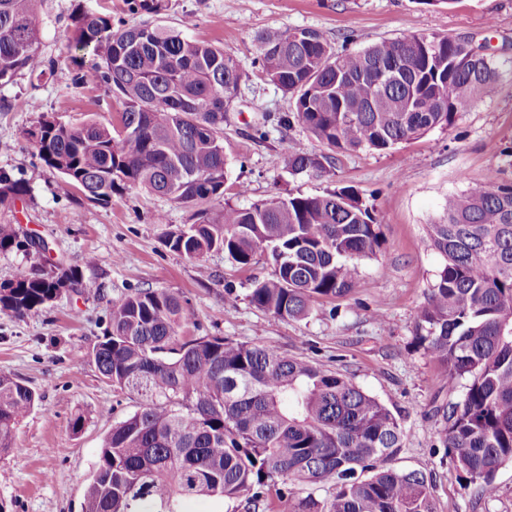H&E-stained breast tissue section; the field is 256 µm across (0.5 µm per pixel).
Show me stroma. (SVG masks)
<instances>
[{"label":"stroma","instance_id":"1","mask_svg":"<svg viewBox=\"0 0 512 512\" xmlns=\"http://www.w3.org/2000/svg\"><path fill=\"white\" fill-rule=\"evenodd\" d=\"M124 18L186 25L189 37L223 49L242 79L226 105L224 151L229 204L246 207L279 194L315 196L352 187L383 219L382 246L359 265L360 284L344 297L324 299L303 319H281L252 306L255 281L271 276L266 254L242 267L223 252L191 261L166 245L169 233L195 221L193 207L140 188L102 206L67 188L47 168L29 136L43 117L78 125L88 118L115 120L122 106L95 79L72 80L66 62L76 4ZM161 14L126 15L123 0H37L42 56L53 73L18 72L0 87V172L25 182L28 196L0 221L44 239L52 261L77 270L93 291L62 292L37 310L0 319V374L22 380L39 396L18 426L10 452L0 454V512H82L86 486L113 424L134 412L137 395L113 390L86 353L108 326L112 302L153 288L185 300V336H223L297 354L353 377L400 419L405 442L395 465L423 472L433 484L438 512H512V465L499 469L495 497L465 487L440 437L449 403L466 380L442 387L436 367L414 339V321L444 262L427 238L450 199L502 168V146L512 144V0H167ZM319 31L334 51L360 50L384 39L443 33L462 37L486 53L504 75L493 91L452 126L377 151L337 154L330 174L290 175L289 150L322 153L326 147L300 126L275 122L290 99L262 73L257 36L270 29ZM266 137H259L258 128ZM246 194H238V185ZM390 321L379 327L377 314ZM80 430H73L75 417Z\"/></svg>","mask_w":512,"mask_h":512}]
</instances>
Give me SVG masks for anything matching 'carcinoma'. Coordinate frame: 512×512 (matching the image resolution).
Segmentation results:
<instances>
[{
	"label": "carcinoma",
	"instance_id": "obj_1",
	"mask_svg": "<svg viewBox=\"0 0 512 512\" xmlns=\"http://www.w3.org/2000/svg\"><path fill=\"white\" fill-rule=\"evenodd\" d=\"M36 0H0V86L55 61L39 51ZM157 14L162 0H125ZM68 59L74 82L92 74L122 105L119 122L79 125L44 118L39 159L92 202L144 188L197 208L196 223L173 232L170 249L188 259L221 250L240 266L269 252L274 271L254 283L250 303L280 318L307 317L324 298L359 285V262L381 244V224L355 191L289 194L245 208L224 197V112L241 73L223 49L184 29L114 28L109 16L76 6ZM261 68L291 97L277 117L305 128L332 152L385 150L450 127L499 78L490 57L469 56L448 34H410L357 52H334L313 29L258 36ZM332 156L288 152L291 175L330 173ZM0 172V206L28 195ZM445 259L419 310L414 335L453 387L441 437L467 487L491 498L498 470L512 463V178L499 176L448 201L428 225ZM43 257V240L0 224V253ZM90 294L60 264L0 285V314L22 316L64 289ZM182 300L143 289L112 302L108 331L90 361L103 380L141 397L106 435L83 512H188L184 503L220 498L236 512H437L430 480L393 462L404 430L351 377L298 355L222 336L180 334ZM36 403L22 381L0 375V453ZM324 489L328 495L315 496Z\"/></svg>",
	"mask_w": 512,
	"mask_h": 512
}]
</instances>
